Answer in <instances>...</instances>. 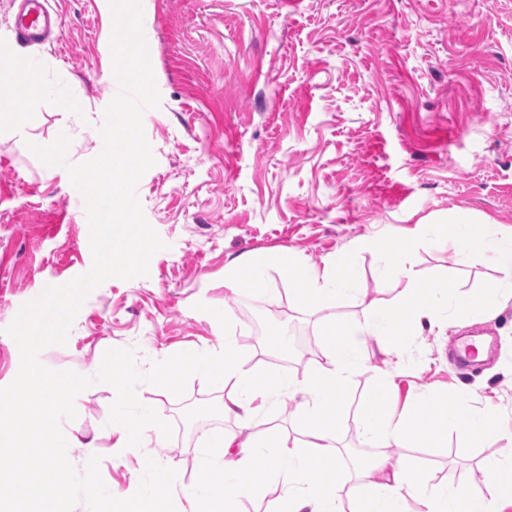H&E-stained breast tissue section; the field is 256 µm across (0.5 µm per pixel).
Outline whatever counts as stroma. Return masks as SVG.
<instances>
[{
  "instance_id": "stroma-1",
  "label": "stroma",
  "mask_w": 512,
  "mask_h": 512,
  "mask_svg": "<svg viewBox=\"0 0 512 512\" xmlns=\"http://www.w3.org/2000/svg\"><path fill=\"white\" fill-rule=\"evenodd\" d=\"M47 6L62 20L56 38L26 44L8 24L14 0H0V69L39 75L25 93L0 84V101L12 106L0 117V387L20 368L6 332L20 307L93 264L78 191L65 168L42 164L29 146L63 132L69 162L94 158L119 90L109 0ZM142 14L161 101L143 115L156 163L136 195L165 247L147 276L108 279L88 296L66 345L41 351L47 368L92 376L118 347L136 349L144 373L180 352H220L229 337L244 369L303 378L326 347L329 319L361 320L392 296L364 241L397 243L415 225L458 218L512 226V0H142ZM452 242L446 234L412 250V275L481 293L495 268L482 254L458 264ZM283 250L315 267L347 256L363 293L331 313L304 309L295 272L270 266L263 296L244 298L265 315L268 330H257L236 308L229 263ZM294 320L309 354L299 367L272 333ZM466 334L485 336L488 351L463 367L455 350ZM397 344L403 360L380 414L468 392L493 423L512 420V306L488 322H452ZM366 349L368 364L347 389L348 420L336 430L365 459L374 451L362 444L358 414L381 363L374 344ZM136 392L172 425L171 439L149 427L141 447H126L107 423L116 391L95 383L77 395L76 419L60 422L86 441L67 456L80 472L100 456L102 479L119 498L136 492L154 458L178 472L176 512H191L186 490L203 475L208 445L241 424L219 412L221 393L198 375L180 397L147 383ZM251 429L301 443L306 423L294 404L274 402ZM504 444L451 430L436 446L397 448L395 458L417 465L429 484L466 483L485 495L479 463Z\"/></svg>"
}]
</instances>
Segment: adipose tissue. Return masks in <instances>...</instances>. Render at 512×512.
Instances as JSON below:
<instances>
[{"mask_svg": "<svg viewBox=\"0 0 512 512\" xmlns=\"http://www.w3.org/2000/svg\"><path fill=\"white\" fill-rule=\"evenodd\" d=\"M454 238L456 257L466 262L476 253L488 254L498 275L485 287L481 297L462 298L448 293L435 280L409 276L407 254L384 256L382 275L400 282L388 305L373 310L362 320L341 326L328 323V341L323 361L316 372L305 378L288 374L259 375L244 370L238 360L236 343L225 339L222 356L202 364L212 384L224 392L225 415L253 422L263 406L280 397L294 401L299 413L309 420L306 447L287 438L231 431L212 443L211 460L220 462L224 483L254 493L266 492L268 478L281 485V498L288 512H344L339 485L313 478V471L344 475L345 461L336 446V430L349 413L346 387L367 363L364 340H373L383 367L373 399H381L392 387V372L401 359L391 342L399 333L419 335L437 326L443 313L453 312L480 321L492 317L500 304L512 301V227L489 232L487 225L457 223ZM299 271L296 302L300 307L324 311L336 308L340 299L361 292L358 270L344 257L325 262L323 268L307 265L294 253L285 251L273 261L236 259L231 263L235 291L253 290L265 279L269 263ZM439 401L430 397L418 400L403 415L380 417L376 408L365 407L360 423L365 444L377 452L363 467L367 479L363 512H413L419 502L422 512H504L512 506V432L507 443L485 457L480 470L492 483L489 495H479L465 484H443L421 494L422 472L407 463H396L389 447L409 443H440L443 428L464 436H483L491 432L488 416L462 396L448 404L444 427L431 426L428 417Z\"/></svg>", "mask_w": 512, "mask_h": 512, "instance_id": "1", "label": "adipose tissue"}]
</instances>
